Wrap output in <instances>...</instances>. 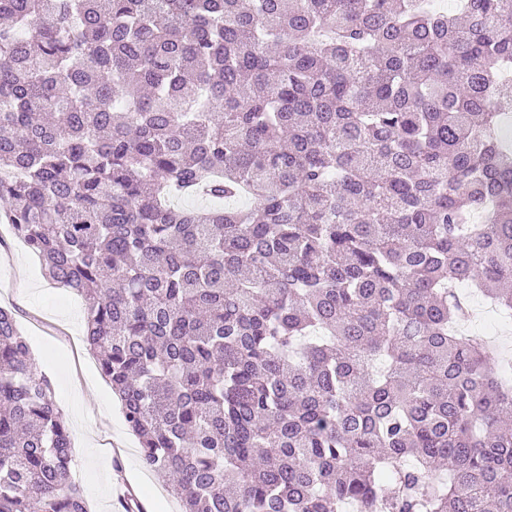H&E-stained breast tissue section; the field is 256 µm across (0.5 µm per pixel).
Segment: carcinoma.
Listing matches in <instances>:
<instances>
[{
  "instance_id": "cac0c4a2",
  "label": "carcinoma",
  "mask_w": 512,
  "mask_h": 512,
  "mask_svg": "<svg viewBox=\"0 0 512 512\" xmlns=\"http://www.w3.org/2000/svg\"><path fill=\"white\" fill-rule=\"evenodd\" d=\"M511 121L512 0H0V220L183 512H512ZM71 449L0 306V512ZM456 288L466 297L468 308L466 315L459 321V325L469 328L474 325L480 326L483 324L486 315L494 316L492 312H489L490 308L494 307L481 294L463 284H457Z\"/></svg>"
}]
</instances>
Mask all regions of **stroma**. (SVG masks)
Masks as SVG:
<instances>
[{
  "instance_id": "35a3bbf8",
  "label": "stroma",
  "mask_w": 512,
  "mask_h": 512,
  "mask_svg": "<svg viewBox=\"0 0 512 512\" xmlns=\"http://www.w3.org/2000/svg\"><path fill=\"white\" fill-rule=\"evenodd\" d=\"M0 306L15 311L38 374L52 383L72 433V470L82 475L89 512H124L118 497L130 490L159 512H181L162 479L140 465L138 441L86 348L82 299L46 278L39 260L1 223ZM104 404L112 406L111 415L99 414Z\"/></svg>"
}]
</instances>
